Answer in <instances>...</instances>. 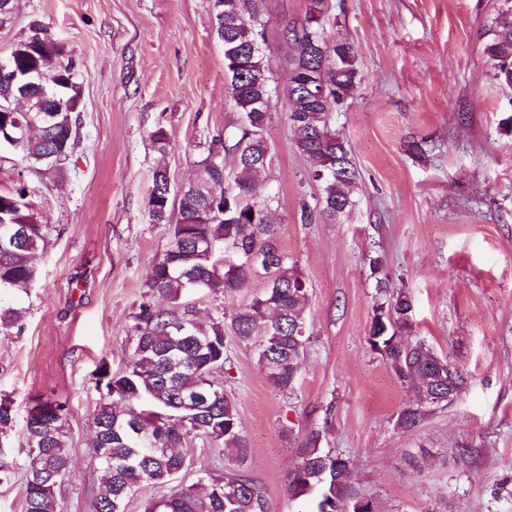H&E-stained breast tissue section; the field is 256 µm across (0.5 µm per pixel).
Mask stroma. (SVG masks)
<instances>
[{
  "label": "stroma",
  "mask_w": 512,
  "mask_h": 512,
  "mask_svg": "<svg viewBox=\"0 0 512 512\" xmlns=\"http://www.w3.org/2000/svg\"><path fill=\"white\" fill-rule=\"evenodd\" d=\"M330 38L355 49L360 82L333 115L358 171L356 205L336 223L301 220L319 187L294 145L284 87V25L312 0H267L264 63L275 90L261 176L278 198L280 243L304 277L309 342L293 388L272 387L257 342L226 336L224 387L251 448L241 470L268 512H317L319 489L292 498L305 439L352 461L351 480L381 512H512V88L490 80L484 47L499 0H328ZM49 29L79 67L76 146L58 170L0 150V194L27 187L49 227L21 333L0 335V395L13 403L0 451L23 467L35 395L70 409L72 466L62 512H93L95 374L125 367L150 264L170 243L150 220L153 170L189 180L238 114L211 0H18L0 56ZM171 141L157 153L150 134ZM382 262L373 273L371 259ZM413 302L404 343L424 342L468 384L416 430L411 395L368 343L379 274ZM466 446L467 459L454 454Z\"/></svg>",
  "instance_id": "stroma-1"
}]
</instances>
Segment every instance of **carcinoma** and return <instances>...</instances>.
Returning a JSON list of instances; mask_svg holds the SVG:
<instances>
[{"mask_svg": "<svg viewBox=\"0 0 512 512\" xmlns=\"http://www.w3.org/2000/svg\"><path fill=\"white\" fill-rule=\"evenodd\" d=\"M233 0H213L218 36L224 53L234 49L240 64L225 66L229 90L238 112L236 132L221 146H212L198 162L200 188L185 198L168 192L166 170H154L147 206L154 224L171 228L166 251L153 259L131 332L135 344L125 371L114 376L108 369L97 374V387L105 396L93 417L94 448L100 473V492L94 512H126L127 501L144 484L158 490L144 512H266L262 489L236 467L250 448L243 433L233 397L224 389L225 329L248 341L263 333L257 361L269 384L292 386L299 374L301 356L309 336L304 308L305 280L296 264L278 245L275 197L256 181L268 163L264 130L268 113L253 105L271 88L264 53H252V44L264 36V17L251 10L227 12ZM17 43L10 66L0 69V136L14 137L13 150L33 167L51 169L60 156H70L78 138L80 91L78 68L64 47L46 29ZM282 38L293 48L288 60L286 97L292 111L288 123L296 132V149L310 161V176L320 183L314 205L303 204L302 217L323 221L355 206L352 196L357 169L347 141L332 128V113L358 85L353 45L343 39L328 40L321 20L311 12L302 28H284ZM484 53L491 78L512 87V22L490 30ZM323 68L326 98L314 102L300 93L310 67ZM36 71L41 87L33 91L31 107L14 112L8 99L15 72ZM57 86L65 97L56 101L41 88ZM235 156L233 179L225 173L224 155ZM26 190L16 189L0 199L10 200L0 212V334L22 329L36 272L32 257L46 245V225L26 202ZM260 273L269 275L266 286L224 320L217 311L202 322L192 314V295L219 289L246 287ZM385 301L376 304L369 344L380 348L388 366L414 400L399 412L397 425L413 430L432 411L448 405V385L461 391L466 375L448 359L434 354L426 344L408 345L397 335L408 325L413 311L411 296L389 291V281L379 280ZM69 413L62 401L42 395L32 398L22 440L29 448L24 466L25 512H59L56 494L59 471L69 472ZM199 439L224 449L233 467L217 474L202 466L196 480L175 492H166L172 472L188 466L185 448ZM352 462L331 455L308 437L299 460L289 473L288 490L299 498L315 487L329 512H378L373 498L350 483Z\"/></svg>", "mask_w": 512, "mask_h": 512, "instance_id": "carcinoma-1", "label": "carcinoma"}]
</instances>
